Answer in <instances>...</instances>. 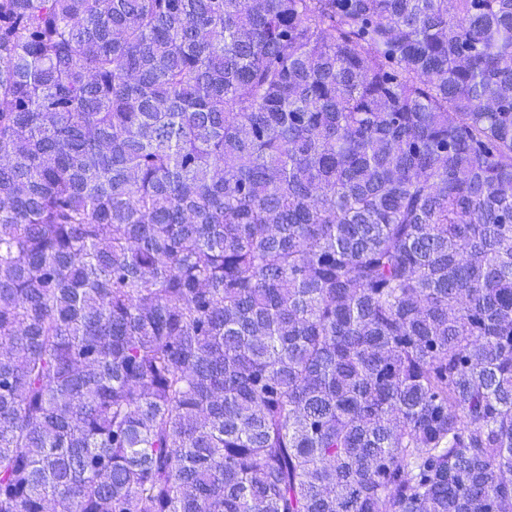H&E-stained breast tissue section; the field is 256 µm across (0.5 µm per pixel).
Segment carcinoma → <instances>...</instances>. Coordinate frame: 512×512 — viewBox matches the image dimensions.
I'll use <instances>...</instances> for the list:
<instances>
[{
  "mask_svg": "<svg viewBox=\"0 0 512 512\" xmlns=\"http://www.w3.org/2000/svg\"><path fill=\"white\" fill-rule=\"evenodd\" d=\"M0 512H512V0H0Z\"/></svg>",
  "mask_w": 512,
  "mask_h": 512,
  "instance_id": "1",
  "label": "carcinoma"
}]
</instances>
